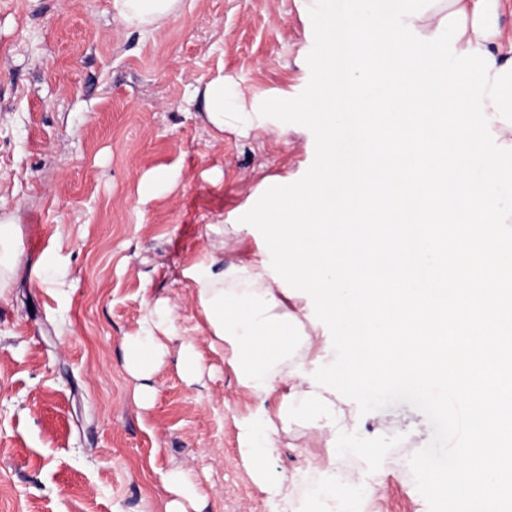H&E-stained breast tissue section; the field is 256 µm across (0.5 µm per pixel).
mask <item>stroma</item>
<instances>
[{
  "mask_svg": "<svg viewBox=\"0 0 512 512\" xmlns=\"http://www.w3.org/2000/svg\"><path fill=\"white\" fill-rule=\"evenodd\" d=\"M313 26L300 0H185L162 29L121 24L112 0H0V196L19 205L16 277L0 298V512H164L167 477L181 471L205 512H269L239 448L260 400L213 352L183 274L225 225L224 259L257 254V229L231 226L271 186L299 180L315 156L312 132L269 118L264 128L215 138L194 91L216 73L254 105L306 87ZM169 186L138 193L143 175ZM68 238L56 247L58 228ZM59 249L64 286L30 280ZM176 306V337L205 360L187 385L174 362L138 406L120 342L146 302ZM356 415L335 451L309 438L301 410L269 466L304 491L328 467L352 474V512H428L410 468L432 431L399 404Z\"/></svg>",
  "mask_w": 512,
  "mask_h": 512,
  "instance_id": "stroma-1",
  "label": "stroma"
}]
</instances>
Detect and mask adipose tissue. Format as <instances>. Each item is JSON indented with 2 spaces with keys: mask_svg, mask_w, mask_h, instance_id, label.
<instances>
[{
  "mask_svg": "<svg viewBox=\"0 0 512 512\" xmlns=\"http://www.w3.org/2000/svg\"><path fill=\"white\" fill-rule=\"evenodd\" d=\"M497 0H442L441 4L414 19L416 31L434 34L441 19L455 11L466 15V30L456 50L480 48L491 53L497 67L512 60V41H502L493 17ZM117 18L125 25L158 30L184 7V0H112ZM204 124L215 132L231 127L246 133L261 124V115L247 111L243 94L227 97L223 75H216L199 88ZM19 249L12 211L0 201V295L9 285L14 257ZM262 255L239 263H225L223 257L207 253L188 269L194 283L197 305L205 319L209 342L214 350L230 348L231 363L243 385L264 399L280 385H287L277 416L263 415L258 428L245 435L242 457L252 469L254 481L266 495L272 512H289L293 481L287 475H271L268 461L280 446L281 423L288 412L301 408L315 417V440L329 448L349 432L344 414L332 402L316 397L318 386L304 363L292 361L298 342H310L320 330L310 320L308 306L288 309V293L274 282L262 264ZM175 309L159 300L145 305L137 333L121 340L123 366L137 382L135 396L140 407H150L155 390L154 375L168 358L190 384L202 378V357L192 343L171 353L165 343L173 334Z\"/></svg>",
  "mask_w": 512,
  "mask_h": 512,
  "instance_id": "obj_1",
  "label": "adipose tissue"
}]
</instances>
